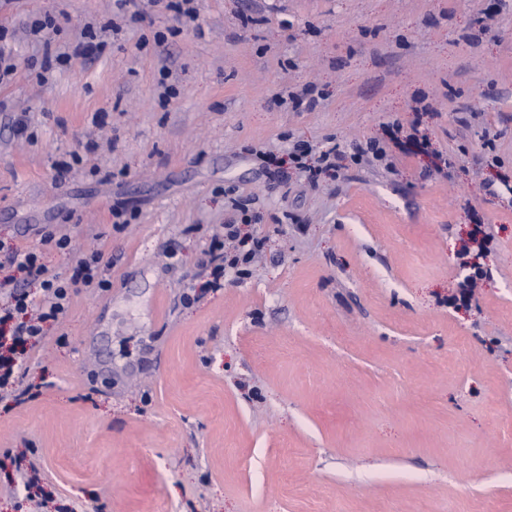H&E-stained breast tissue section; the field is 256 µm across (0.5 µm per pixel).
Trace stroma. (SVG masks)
I'll return each mask as SVG.
<instances>
[{
    "mask_svg": "<svg viewBox=\"0 0 512 512\" xmlns=\"http://www.w3.org/2000/svg\"><path fill=\"white\" fill-rule=\"evenodd\" d=\"M196 7L199 30L162 56L141 45L173 24L159 5L41 85L22 21L56 16L64 50L112 20V0H0L18 29L0 242L66 227L110 283L78 289L19 361L31 397L0 405V512H19L26 489L5 485L34 456L39 512H512V0ZM306 92L316 108L277 102ZM98 111L113 148L56 182ZM18 117L34 141L14 136ZM394 121L427 151L353 163ZM331 139L317 182L267 167ZM235 195L261 216L262 259L193 288ZM118 202L137 214L124 228ZM477 221L486 276L457 308Z\"/></svg>",
    "mask_w": 512,
    "mask_h": 512,
    "instance_id": "stroma-1",
    "label": "stroma"
}]
</instances>
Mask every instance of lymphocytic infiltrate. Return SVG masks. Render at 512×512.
<instances>
[{
  "mask_svg": "<svg viewBox=\"0 0 512 512\" xmlns=\"http://www.w3.org/2000/svg\"><path fill=\"white\" fill-rule=\"evenodd\" d=\"M56 27L52 15L36 16L28 19L24 28L42 44L41 57L31 59L29 67L39 82H46L50 73L64 67L71 58L84 55L92 49L95 34L85 30L82 41L72 45L70 51L60 52L54 49L49 32ZM240 213L236 224L223 225L220 234L211 239L206 257L200 263L199 277L204 278L206 287H223L226 271H233L236 277L250 275L251 266L260 252L263 240L243 232L246 224L255 223L256 215L249 208L248 201L234 203ZM99 255L79 258L75 273L65 280L48 274L42 262L39 248L7 247L6 263L26 273L31 281L38 283L41 289L40 300H31L28 294L14 283L13 277L0 278V400L6 398L21 399L22 394L15 386L14 368L17 364L15 353L19 346L27 342L41 341L44 325L47 321L63 317L70 305L72 290L75 286L106 289L108 281L97 274Z\"/></svg>",
  "mask_w": 512,
  "mask_h": 512,
  "instance_id": "1",
  "label": "lymphocytic infiltrate"
}]
</instances>
